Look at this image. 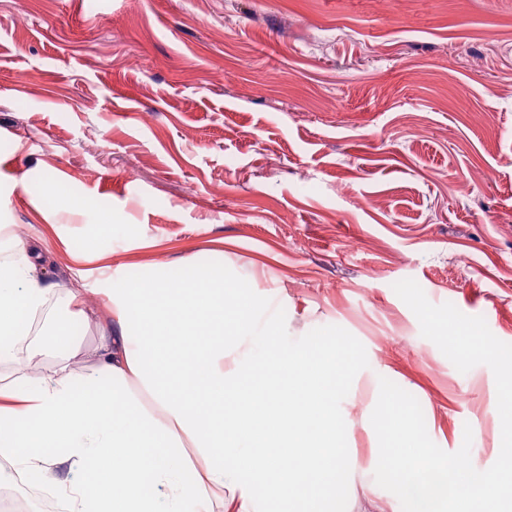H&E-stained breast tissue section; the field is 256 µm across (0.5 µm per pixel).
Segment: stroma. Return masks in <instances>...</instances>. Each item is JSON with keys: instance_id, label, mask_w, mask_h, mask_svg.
<instances>
[{"instance_id": "35a3bbf8", "label": "stroma", "mask_w": 512, "mask_h": 512, "mask_svg": "<svg viewBox=\"0 0 512 512\" xmlns=\"http://www.w3.org/2000/svg\"><path fill=\"white\" fill-rule=\"evenodd\" d=\"M0 225L49 247L46 284L85 276L97 310L64 355L45 321L1 380L87 374L114 288L220 267L290 341H355L337 412L359 465L390 390L426 447L491 471L512 0H0ZM92 236L104 260L72 262Z\"/></svg>"}]
</instances>
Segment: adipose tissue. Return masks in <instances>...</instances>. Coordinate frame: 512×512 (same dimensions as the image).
Wrapping results in <instances>:
<instances>
[{
  "label": "adipose tissue",
  "mask_w": 512,
  "mask_h": 512,
  "mask_svg": "<svg viewBox=\"0 0 512 512\" xmlns=\"http://www.w3.org/2000/svg\"><path fill=\"white\" fill-rule=\"evenodd\" d=\"M0 262V360L55 297L40 259L14 237ZM83 387L62 364L27 387L0 384V456L52 488L66 512H512V385L494 406L504 427L493 472L424 447L391 394L374 414L384 442L365 478L347 453L336 404L355 361L337 335L289 344L270 305L223 269L180 285L130 281ZM390 490L381 496L378 482ZM168 494H161V487Z\"/></svg>",
  "instance_id": "ef3b65f1"
}]
</instances>
